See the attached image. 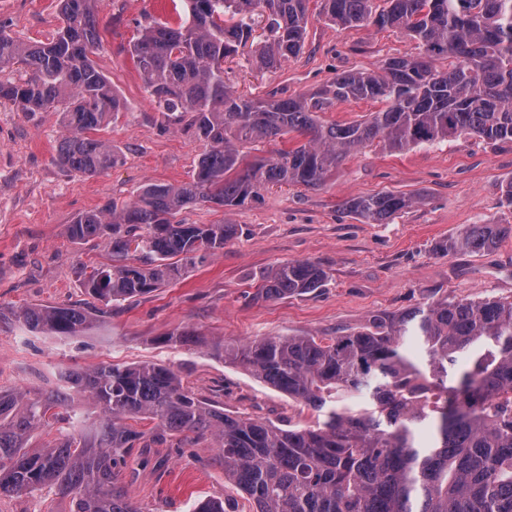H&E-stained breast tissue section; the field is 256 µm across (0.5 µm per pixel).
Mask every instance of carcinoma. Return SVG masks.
<instances>
[{
	"instance_id": "cac0c4a2",
	"label": "carcinoma",
	"mask_w": 512,
	"mask_h": 512,
	"mask_svg": "<svg viewBox=\"0 0 512 512\" xmlns=\"http://www.w3.org/2000/svg\"><path fill=\"white\" fill-rule=\"evenodd\" d=\"M99 2L58 0L61 24L46 42H21L0 29V74L21 71L0 77V105L31 116L61 113L56 162L83 175L123 163L111 141L94 136L127 108L91 59ZM307 2L184 0L175 26L145 18L127 52L151 102L209 149L192 181L148 182L134 200L108 201L68 225L71 241H99L112 253V266L83 275L85 291L103 307L31 305L13 317L31 332L77 336L112 305L181 278L235 233L233 224L177 219L187 208L256 203L270 185L319 187L367 147L396 153L459 135L512 142V0H386L380 11L375 0H322L334 24L400 29L418 54L338 74L309 97L236 94L224 81V60L248 42L246 19L265 15L268 36L251 64L273 71L303 48ZM437 60L448 67L436 69ZM351 99L385 107L363 121H319L317 111ZM293 132L307 143L246 161L244 144ZM415 203L381 193L353 197L345 209L366 224H386ZM510 235L511 224H466L438 250L489 251ZM326 279L318 262L284 263L261 276L257 297L304 295ZM214 351L325 419L296 427L227 412L158 363L74 370L64 392L0 390V496L48 489L70 499L71 512H145L123 472L136 473L132 463L154 445L191 448L209 435L224 478L254 512H512V300L439 299L400 315L375 313L356 332L217 342ZM344 395L362 396L368 407L336 410ZM83 397L99 420L78 432ZM144 421L153 427L138 428ZM57 424L53 446H29L33 432Z\"/></svg>"
}]
</instances>
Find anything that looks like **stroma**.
Wrapping results in <instances>:
<instances>
[{"label": "stroma", "instance_id": "1", "mask_svg": "<svg viewBox=\"0 0 512 512\" xmlns=\"http://www.w3.org/2000/svg\"><path fill=\"white\" fill-rule=\"evenodd\" d=\"M181 10V0L99 4L102 46L93 60L129 105L100 136L122 151V165L97 176L66 172L55 161L64 133L60 113L32 118L0 105L1 309L87 302L82 268L109 267L112 254L100 243L70 242L67 225L108 200H132L144 183L192 179L205 143L156 111L126 51L145 15L173 24ZM308 12L298 56L261 73L245 62L250 46L240 47L224 62L226 83L253 98L309 95L338 73L375 70L416 50L415 41L395 29L336 26L322 15L321 0H309ZM59 23L57 0H0V26L11 36L44 42ZM511 177L512 142L460 137L401 153L370 147L343 160L320 187L273 186L260 202L232 210H187L189 224L235 225L223 251L178 281L114 306L80 336L32 333L0 321V389L59 390L74 368L153 362L173 366L195 392L225 410L311 424L321 412L224 364L213 344L349 333L371 314H401L443 298L512 299V237L482 253L437 251L464 225H512V210L500 203L501 183ZM382 192L407 193L417 202L388 224L364 223L344 208L350 198ZM296 260L321 263L325 286L277 300L257 297L262 273ZM176 330L193 331L195 342L167 341ZM147 459L129 490L148 512H193L199 503L232 499L237 512H253V503L225 482L211 438L180 453L159 445Z\"/></svg>", "mask_w": 512, "mask_h": 512}]
</instances>
